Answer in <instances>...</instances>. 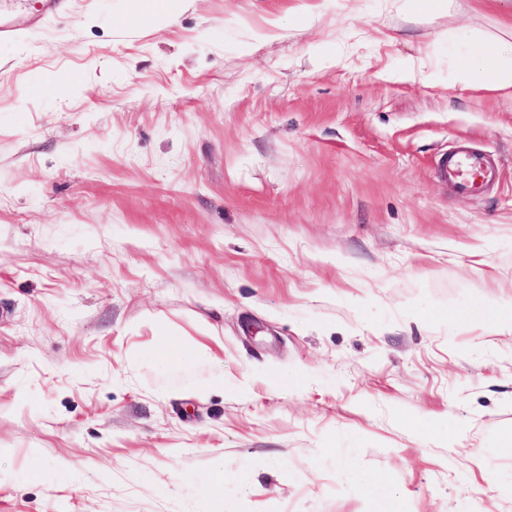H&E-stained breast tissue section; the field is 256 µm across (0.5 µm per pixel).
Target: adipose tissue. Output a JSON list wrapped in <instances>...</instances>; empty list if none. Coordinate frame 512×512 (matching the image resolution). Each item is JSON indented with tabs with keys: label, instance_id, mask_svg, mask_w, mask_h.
Masks as SVG:
<instances>
[{
	"label": "adipose tissue",
	"instance_id": "obj_1",
	"mask_svg": "<svg viewBox=\"0 0 512 512\" xmlns=\"http://www.w3.org/2000/svg\"><path fill=\"white\" fill-rule=\"evenodd\" d=\"M455 42L464 49L462 84L505 88L512 87V50L494 42L476 38L468 30H459ZM213 351L208 344L200 343L185 348L172 336L161 337L159 344L147 355L149 363L164 368L185 360H209Z\"/></svg>",
	"mask_w": 512,
	"mask_h": 512
}]
</instances>
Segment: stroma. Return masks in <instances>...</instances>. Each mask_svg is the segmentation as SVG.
Returning <instances> with one entry per match:
<instances>
[{
  "instance_id": "1",
  "label": "stroma",
  "mask_w": 512,
  "mask_h": 512,
  "mask_svg": "<svg viewBox=\"0 0 512 512\" xmlns=\"http://www.w3.org/2000/svg\"><path fill=\"white\" fill-rule=\"evenodd\" d=\"M460 28L511 46L512 0H71L0 44V512H390L354 465L512 512V333L444 316L512 302V87ZM460 140L493 189L437 178ZM454 40L465 49L462 76L464 88L512 87V50L478 39L466 29L459 30ZM146 358L149 363L159 368H166L174 362L212 359L213 351L205 343L186 349L174 336H160L159 344L147 354Z\"/></svg>"
}]
</instances>
